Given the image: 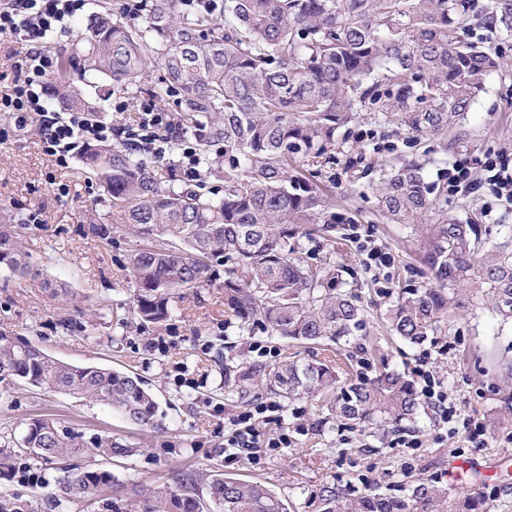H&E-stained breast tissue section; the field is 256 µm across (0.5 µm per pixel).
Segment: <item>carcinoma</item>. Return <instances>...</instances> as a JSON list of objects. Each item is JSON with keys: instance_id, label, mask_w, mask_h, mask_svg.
Instances as JSON below:
<instances>
[{"instance_id": "cac0c4a2", "label": "carcinoma", "mask_w": 512, "mask_h": 512, "mask_svg": "<svg viewBox=\"0 0 512 512\" xmlns=\"http://www.w3.org/2000/svg\"><path fill=\"white\" fill-rule=\"evenodd\" d=\"M224 23L214 21L215 13ZM512 33V0H219L216 11L182 0H144L142 25L123 8L103 6L58 55L51 93L63 106L95 117L84 87L106 80L128 98L147 73L162 70L155 95L173 99L176 124L198 136L197 181L175 164L157 176L147 160L119 142L86 148L81 161L119 213L121 223L155 244L130 255L132 314L160 324L175 297L195 292L224 267V312L241 331L258 330L298 345H361L365 309L347 289L349 269L309 263L298 239L315 232L336 244V225L356 224L336 211L327 174L336 147L357 115L393 123L417 139L456 125L488 77L496 50L466 36L471 22ZM376 206L418 237L428 282L402 288L386 307L390 331L410 345L435 335L451 312L484 304L512 320V225L489 240L470 218L448 215V183L426 181L403 159L375 186ZM0 265L30 269L9 224L0 225ZM14 381L109 405L129 422L159 429L155 397L140 377L55 360L27 338L0 329V382ZM235 401L275 395L283 404L319 397L336 423L380 439L413 429L423 408L414 380L381 369L351 377L336 359L289 356L275 363L224 358ZM84 446L49 418H33L16 445H0V476L26 456L52 462ZM136 449L110 437L92 456H130ZM54 490L33 501L0 494V512H64L115 483L98 466L59 467ZM490 477L476 471L454 488L422 473L380 490L373 482L326 481L308 498L310 512H491ZM187 479L172 494L176 512H289L264 483L210 474L205 495Z\"/></svg>"}]
</instances>
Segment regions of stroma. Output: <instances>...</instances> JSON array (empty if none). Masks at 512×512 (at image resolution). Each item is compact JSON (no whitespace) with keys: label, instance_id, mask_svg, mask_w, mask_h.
<instances>
[{"label":"stroma","instance_id":"stroma-1","mask_svg":"<svg viewBox=\"0 0 512 512\" xmlns=\"http://www.w3.org/2000/svg\"><path fill=\"white\" fill-rule=\"evenodd\" d=\"M470 38L499 47L505 66L489 76L459 125L418 142L393 135L391 126L360 120L350 127L351 139L336 150V202L369 227L373 239L391 253V265L367 266L361 242L346 235L332 244L319 238L300 241L312 257L334 256L357 273L358 293L368 310L367 348L342 353L340 365L347 373L373 375L384 357L409 373L427 362L442 382L456 414L445 427L437 424L434 413L424 415L418 425L419 448L389 443L377 449L375 440L324 422V409L300 399L258 427L264 439L289 431L291 447L267 452L257 462L231 459L224 446V420L241 407L224 386L227 344L235 343L250 361L256 358L252 341L272 347L280 357L290 354L291 346L259 332L240 334L224 312V288L218 280L177 302L166 322L140 324L131 314L133 283L127 269L137 237L118 225L79 159L58 166L41 151L34 132L11 131L9 115L0 112V129L11 132L0 144V222L34 210L45 219L22 231L31 272L23 275L0 266V328L15 331L59 360L137 374L162 416V430H148L107 405L0 383V442L20 441L26 422L45 417L85 445L109 436L136 447L135 455L105 461L115 484L103 497L72 503L67 512H168L181 479L196 470L262 481L299 510L318 485L339 477L389 483L425 472L461 487L477 470L496 485L492 512H512V373L507 370L512 323L488 309L459 312L442 324L433 338L439 350L427 358L422 347L402 344L379 318L397 286L427 279L409 228L387 223L374 209L371 184L379 177L380 163L418 159L427 180L433 181L449 164L487 152L512 154V35L478 25ZM361 130L372 132L373 146L356 142L354 134ZM61 185L68 187V195L58 196ZM95 218L113 225L111 243L88 234ZM63 317L70 319V327L60 325ZM473 417L485 425V447L468 437Z\"/></svg>","mask_w":512,"mask_h":512}]
</instances>
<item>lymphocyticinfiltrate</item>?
<instances>
[{
	"label": "lymphocytic infiltrate",
	"mask_w": 512,
	"mask_h": 512,
	"mask_svg": "<svg viewBox=\"0 0 512 512\" xmlns=\"http://www.w3.org/2000/svg\"><path fill=\"white\" fill-rule=\"evenodd\" d=\"M83 7L84 0H0V38H12L18 45L13 62L17 79L11 93L0 95V112L9 114L18 130L27 128L30 119H37L41 149L58 165H68L90 143L117 139L155 158L177 157L181 178L197 180L201 164L197 140L178 131L173 113L147 104L135 124L117 126L83 112L47 109V84L57 67L54 47L69 39L73 21ZM445 177L449 194L481 190L512 210L511 159L488 153L474 158L472 166L449 167ZM276 410V404L262 403L230 418L225 447L257 454L256 423L263 414Z\"/></svg>",
	"instance_id": "lymphocytic-infiltrate-1"
}]
</instances>
